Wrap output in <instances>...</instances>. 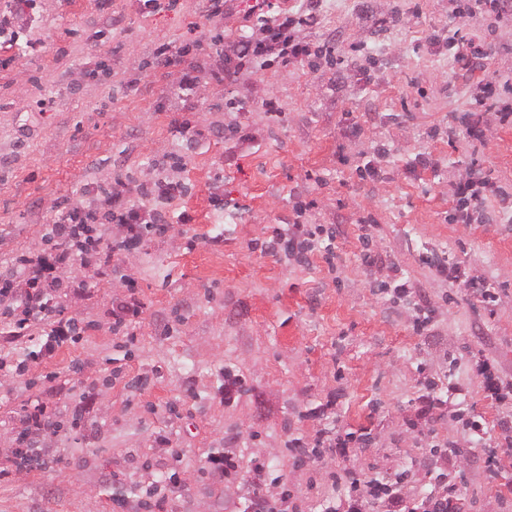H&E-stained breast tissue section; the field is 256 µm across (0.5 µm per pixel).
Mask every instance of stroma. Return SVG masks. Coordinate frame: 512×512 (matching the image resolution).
Wrapping results in <instances>:
<instances>
[{
    "label": "stroma",
    "instance_id": "35a3bbf8",
    "mask_svg": "<svg viewBox=\"0 0 512 512\" xmlns=\"http://www.w3.org/2000/svg\"><path fill=\"white\" fill-rule=\"evenodd\" d=\"M251 2L212 16L206 0H0L18 34L0 38V276L50 248L61 204L100 215L108 242L127 234L103 219L112 189L168 224L103 273L62 270L78 284L62 300L75 345L41 354L37 332L12 334L16 302L0 298V356L13 364L0 374V512H143L149 499L242 512L255 488L324 512L348 497L346 475L402 471L408 503L444 472L459 512H512V218L491 199L484 220L453 219L473 172L512 193V123L480 111L448 46L471 37L487 75L512 80V17L454 0H322L299 33L304 61L243 63L239 41L263 35ZM164 43L189 52L164 64ZM467 111L481 139L452 134ZM182 121L188 133L174 131ZM297 222L333 231L334 265L264 252ZM366 249L377 262L363 263ZM433 254L492 284L494 302L449 283ZM130 300L142 313L117 331L113 310ZM485 362L503 399L483 389ZM232 379L242 385L226 391ZM37 401L60 429L38 436L42 463L23 464ZM337 430L352 434L346 448L299 460L298 446ZM210 452L264 462L265 477L206 471Z\"/></svg>",
    "mask_w": 512,
    "mask_h": 512
}]
</instances>
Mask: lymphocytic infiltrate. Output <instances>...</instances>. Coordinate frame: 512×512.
<instances>
[{
  "instance_id": "1",
  "label": "lymphocytic infiltrate",
  "mask_w": 512,
  "mask_h": 512,
  "mask_svg": "<svg viewBox=\"0 0 512 512\" xmlns=\"http://www.w3.org/2000/svg\"><path fill=\"white\" fill-rule=\"evenodd\" d=\"M252 9L264 24V36L240 41L239 58L250 61L275 53L288 61L309 56V47L300 41L297 29L314 22L318 0H309L306 11L294 14L275 10L271 0H254ZM93 221L92 213L82 207H60L48 232L53 247L20 257L12 275L0 279V296L17 301L7 315L10 325L19 331L40 329L46 353L80 339L74 322L61 319L59 308L53 303L63 286L61 271L77 262L99 271L121 251L120 246L97 234Z\"/></svg>"
}]
</instances>
